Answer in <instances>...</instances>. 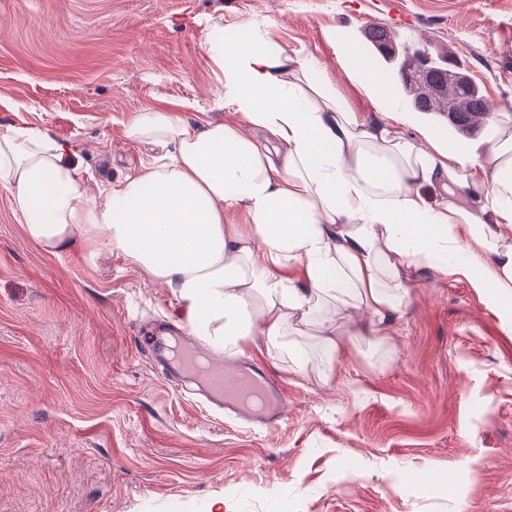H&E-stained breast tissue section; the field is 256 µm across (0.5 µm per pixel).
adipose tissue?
<instances>
[{
  "instance_id": "adipose-tissue-1",
  "label": "adipose tissue",
  "mask_w": 512,
  "mask_h": 512,
  "mask_svg": "<svg viewBox=\"0 0 512 512\" xmlns=\"http://www.w3.org/2000/svg\"><path fill=\"white\" fill-rule=\"evenodd\" d=\"M206 40L240 121L140 112L129 135L160 153L104 201L72 144L0 127V187L30 241L54 254L101 231L170 289L216 359L260 343L298 372L313 345L334 369L343 341L326 311L359 314L361 335L383 340L423 264L512 297V133L481 155L433 133L420 145L354 112L266 30L228 39L215 24Z\"/></svg>"
}]
</instances>
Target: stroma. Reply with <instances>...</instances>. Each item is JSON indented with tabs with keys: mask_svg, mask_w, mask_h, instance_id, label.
<instances>
[{
	"mask_svg": "<svg viewBox=\"0 0 512 512\" xmlns=\"http://www.w3.org/2000/svg\"><path fill=\"white\" fill-rule=\"evenodd\" d=\"M245 23L363 116L386 107L343 44L373 25L512 112V0H0V124L72 143L111 195L155 155L128 136L145 107L236 121L205 40ZM181 324L104 240L40 249L0 187V512H512V330L465 278L416 270L390 335L346 337L332 380L246 353L286 394L271 427L167 377L152 344Z\"/></svg>",
	"mask_w": 512,
	"mask_h": 512,
	"instance_id": "1",
	"label": "stroma"
}]
</instances>
